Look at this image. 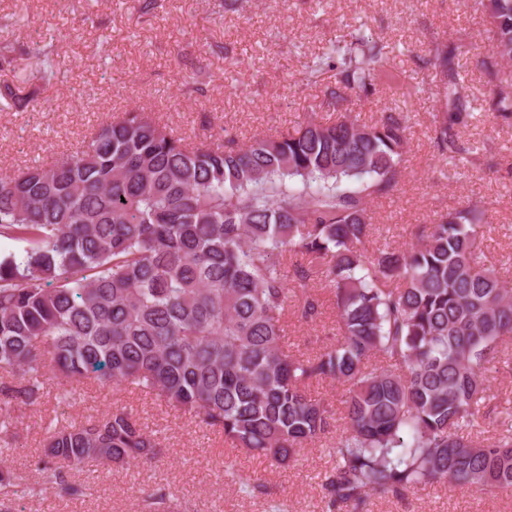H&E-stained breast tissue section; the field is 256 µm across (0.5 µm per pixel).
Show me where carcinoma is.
<instances>
[{"instance_id":"obj_1","label":"carcinoma","mask_w":512,"mask_h":512,"mask_svg":"<svg viewBox=\"0 0 512 512\" xmlns=\"http://www.w3.org/2000/svg\"><path fill=\"white\" fill-rule=\"evenodd\" d=\"M493 54L512 61V0H474ZM437 44L446 80L434 128L439 153H463L465 110L453 58ZM30 60V77L58 78L51 49L0 48V70ZM364 93L384 67L362 38L316 58ZM512 116V91L492 89ZM0 99L33 101L5 84ZM407 126L388 113L372 126L309 122L245 147H190L130 111L98 127L83 150L0 176V239L25 244L0 258V404L27 405L50 369L74 391L92 383L148 390L224 432V442L279 466L329 432L312 381L349 384L343 434L328 445L329 509L364 512L372 497L443 482L512 489V412L482 403L486 375L512 338V288L478 245L482 205L425 226L410 248H369L367 200L397 183ZM295 252L286 286L279 258ZM334 296L339 338L314 356L282 342L288 292L303 319L321 314L311 283ZM497 433L484 437L486 422ZM160 442L115 406L84 425L48 432L39 487L0 468V512L14 497L53 488L80 497L67 471L91 461L151 462ZM149 512H170L164 488Z\"/></svg>"}]
</instances>
